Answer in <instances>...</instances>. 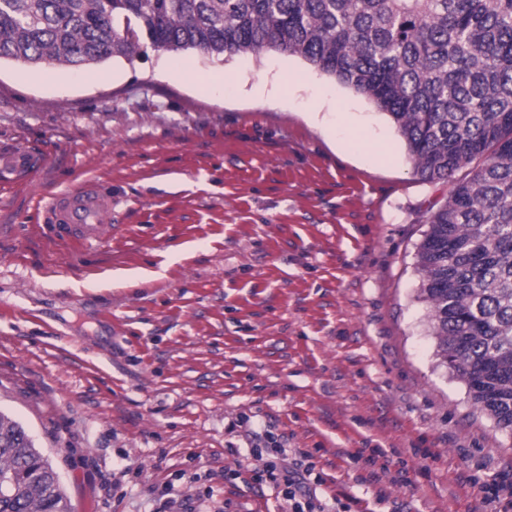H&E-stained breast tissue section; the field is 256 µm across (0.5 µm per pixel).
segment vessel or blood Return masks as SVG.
Segmentation results:
<instances>
[{
  "label": "vessel or blood",
  "instance_id": "b4317fda",
  "mask_svg": "<svg viewBox=\"0 0 512 512\" xmlns=\"http://www.w3.org/2000/svg\"><path fill=\"white\" fill-rule=\"evenodd\" d=\"M44 162L43 157L26 148L12 147L0 153V187L28 180ZM48 222L64 234L85 242L102 238L112 226V197L92 180L78 188L54 195L46 209Z\"/></svg>",
  "mask_w": 512,
  "mask_h": 512
}]
</instances>
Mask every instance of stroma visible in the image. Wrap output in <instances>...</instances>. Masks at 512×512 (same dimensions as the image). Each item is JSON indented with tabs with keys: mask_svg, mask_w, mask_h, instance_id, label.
Wrapping results in <instances>:
<instances>
[{
	"mask_svg": "<svg viewBox=\"0 0 512 512\" xmlns=\"http://www.w3.org/2000/svg\"><path fill=\"white\" fill-rule=\"evenodd\" d=\"M0 143L45 160L0 190V411L70 512H284L264 463L298 458L331 512H485L512 435L442 364L418 268L451 186L370 100L280 52L4 62ZM86 179L111 231L53 236Z\"/></svg>",
	"mask_w": 512,
	"mask_h": 512,
	"instance_id": "35a3bbf8",
	"label": "stroma"
}]
</instances>
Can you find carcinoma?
Segmentation results:
<instances>
[{
	"label": "carcinoma",
	"instance_id": "cac0c4a2",
	"mask_svg": "<svg viewBox=\"0 0 512 512\" xmlns=\"http://www.w3.org/2000/svg\"><path fill=\"white\" fill-rule=\"evenodd\" d=\"M149 45L297 56L373 102L417 173L454 184L418 249L438 355L512 436V0H0V60L91 68ZM0 512H69L0 413Z\"/></svg>",
	"mask_w": 512,
	"mask_h": 512
}]
</instances>
